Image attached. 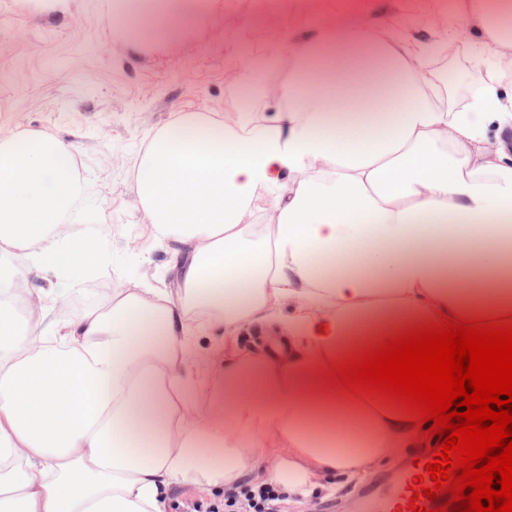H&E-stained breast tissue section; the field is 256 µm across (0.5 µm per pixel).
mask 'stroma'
Returning <instances> with one entry per match:
<instances>
[{
    "instance_id": "35a3bbf8",
    "label": "stroma",
    "mask_w": 512,
    "mask_h": 512,
    "mask_svg": "<svg viewBox=\"0 0 512 512\" xmlns=\"http://www.w3.org/2000/svg\"><path fill=\"white\" fill-rule=\"evenodd\" d=\"M114 0H0V134L40 130L72 143L90 223L110 233L128 261L90 273L53 318L79 317L90 297L134 281L155 282L165 253L154 248L136 199L133 172L148 135L180 112L217 117L262 114L275 104L287 68L269 78L264 97L231 88L229 77L253 54L277 48L274 34L298 22L278 0H223L212 24L166 49L131 42L113 28ZM458 52L436 60L448 105L459 109L474 90L479 48L468 22H456Z\"/></svg>"
}]
</instances>
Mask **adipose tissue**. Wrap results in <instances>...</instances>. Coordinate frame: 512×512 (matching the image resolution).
Returning <instances> with one entry per match:
<instances>
[{
  "label": "adipose tissue",
  "mask_w": 512,
  "mask_h": 512,
  "mask_svg": "<svg viewBox=\"0 0 512 512\" xmlns=\"http://www.w3.org/2000/svg\"><path fill=\"white\" fill-rule=\"evenodd\" d=\"M217 5L148 0L114 20L169 45ZM430 6L426 35L395 0H321L234 77L260 94L287 59L274 112L158 129L135 180L174 285L113 289L74 321L18 313L22 267L59 302L125 256L84 221L72 145L0 138V512H171L181 487L261 485L299 505L423 447L396 402L326 374L447 317L512 321V0ZM461 16L484 52L454 112L431 63ZM271 194L272 221L245 223ZM243 330L273 347L236 346Z\"/></svg>",
  "instance_id": "adipose-tissue-1"
}]
</instances>
